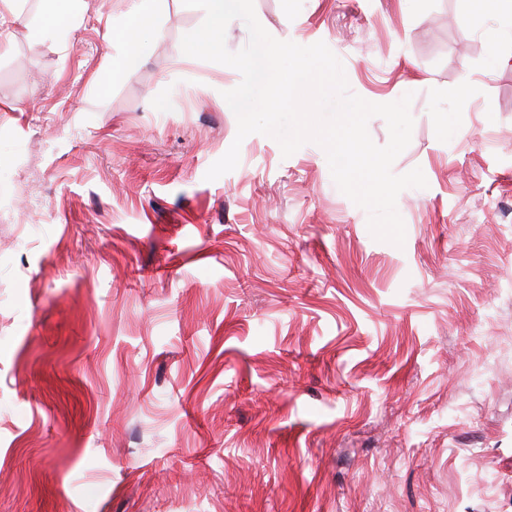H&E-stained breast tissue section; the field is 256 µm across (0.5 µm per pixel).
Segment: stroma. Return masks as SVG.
<instances>
[{
	"label": "stroma",
	"mask_w": 512,
	"mask_h": 512,
	"mask_svg": "<svg viewBox=\"0 0 512 512\" xmlns=\"http://www.w3.org/2000/svg\"><path fill=\"white\" fill-rule=\"evenodd\" d=\"M138 3L0 5V512H512V22L254 0L351 92L412 93L399 248L317 144L252 134L206 180L241 75L157 0L113 77ZM146 1L148 0H143L141 7L126 23L112 33L113 42L124 48L118 72L128 71L138 63L149 46L148 35H160L155 25V7L152 2L154 0H151L152 4L149 5L144 3Z\"/></svg>",
	"instance_id": "1"
}]
</instances>
